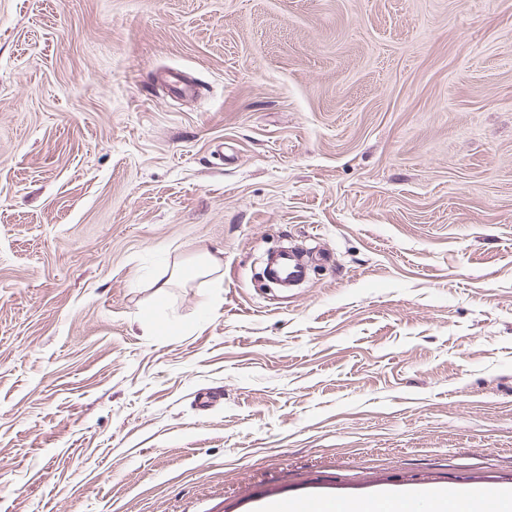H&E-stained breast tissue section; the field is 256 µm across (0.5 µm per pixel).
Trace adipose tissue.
Returning <instances> with one entry per match:
<instances>
[{
    "mask_svg": "<svg viewBox=\"0 0 512 512\" xmlns=\"http://www.w3.org/2000/svg\"><path fill=\"white\" fill-rule=\"evenodd\" d=\"M483 493L470 490H437L420 495L387 494L370 500L350 503L322 500L314 512H413L416 502H423L425 512H484Z\"/></svg>",
    "mask_w": 512,
    "mask_h": 512,
    "instance_id": "ef3b65f1",
    "label": "adipose tissue"
}]
</instances>
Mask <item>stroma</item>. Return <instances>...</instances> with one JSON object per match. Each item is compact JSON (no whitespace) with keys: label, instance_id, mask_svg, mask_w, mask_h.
<instances>
[{"label":"stroma","instance_id":"obj_1","mask_svg":"<svg viewBox=\"0 0 512 512\" xmlns=\"http://www.w3.org/2000/svg\"><path fill=\"white\" fill-rule=\"evenodd\" d=\"M416 488L512 489V0H0V512ZM266 274L274 281L294 282L303 277L304 264L295 253L282 250L268 257Z\"/></svg>","mask_w":512,"mask_h":512}]
</instances>
